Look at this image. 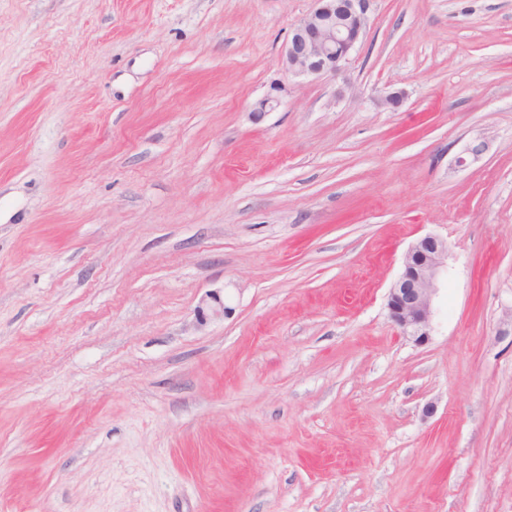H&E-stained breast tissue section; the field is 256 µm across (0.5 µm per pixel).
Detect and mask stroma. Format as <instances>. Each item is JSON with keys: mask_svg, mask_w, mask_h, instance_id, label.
<instances>
[{"mask_svg": "<svg viewBox=\"0 0 512 512\" xmlns=\"http://www.w3.org/2000/svg\"><path fill=\"white\" fill-rule=\"evenodd\" d=\"M313 7L0 0V512H512V0ZM293 28L283 64L297 75L336 76L352 60L368 27L370 0H313ZM448 269V243L426 235L404 254L402 270L389 290V317L403 336L422 344L430 335L433 303Z\"/></svg>", "mask_w": 512, "mask_h": 512, "instance_id": "obj_1", "label": "stroma"}]
</instances>
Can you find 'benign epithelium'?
Listing matches in <instances>:
<instances>
[{"mask_svg":"<svg viewBox=\"0 0 512 512\" xmlns=\"http://www.w3.org/2000/svg\"><path fill=\"white\" fill-rule=\"evenodd\" d=\"M315 7L293 28L283 64L307 77L334 76L352 60L368 27L370 0H314ZM281 103L274 86L257 100L251 113L261 120ZM448 269V243L432 235L414 242L404 254L402 270L389 290V317L400 333L422 344L430 335L433 303Z\"/></svg>","mask_w":512,"mask_h":512,"instance_id":"obj_1","label":"benign epithelium"}]
</instances>
